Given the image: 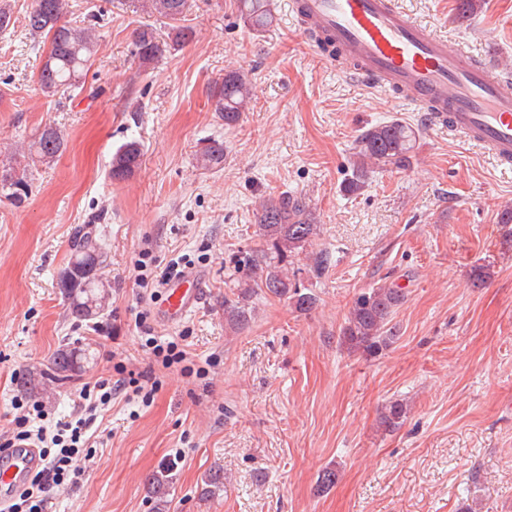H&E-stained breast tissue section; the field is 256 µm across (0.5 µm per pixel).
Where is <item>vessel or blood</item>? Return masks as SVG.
<instances>
[{"mask_svg": "<svg viewBox=\"0 0 512 512\" xmlns=\"http://www.w3.org/2000/svg\"><path fill=\"white\" fill-rule=\"evenodd\" d=\"M305 31L329 45L323 57L348 61L352 77L376 81L400 100L487 149L498 166L512 169V78L494 64L450 46L394 0H297ZM204 274L187 271L164 288L158 315L174 324L202 301ZM40 465L24 445L0 457V503Z\"/></svg>", "mask_w": 512, "mask_h": 512, "instance_id": "obj_1", "label": "vessel or blood"}]
</instances>
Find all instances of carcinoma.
I'll list each match as a JSON object with an SVG mask.
<instances>
[{
  "label": "carcinoma",
  "instance_id": "carcinoma-1",
  "mask_svg": "<svg viewBox=\"0 0 512 512\" xmlns=\"http://www.w3.org/2000/svg\"><path fill=\"white\" fill-rule=\"evenodd\" d=\"M68 0H34L25 16V26L33 38L50 37L49 51L38 71L41 89L51 95L78 88L88 61L97 52L96 16L77 24L65 20ZM142 7L170 21L168 40H159L154 30L143 27L133 37L134 55L139 65L148 67L165 56L170 49L190 43L196 31L183 24L191 9V0H142ZM244 20L254 28H264L273 21L268 0H241ZM253 95L252 83L237 71L224 74L222 85L212 96L214 111L224 125L234 127L242 120ZM417 131L398 120L375 124L361 132L353 147L352 175L346 183L349 192L358 190L366 174L376 168L393 166L402 168L409 163ZM60 129L47 125L38 137L22 149L24 161L50 165L65 148ZM142 156L141 144L136 139L123 143L112 155L111 176L125 181L135 175ZM204 168H217L224 164V143L214 140L197 156ZM27 188L24 178L10 173L0 176V189L19 194ZM255 233L263 241V249L256 257H243L237 265H245L251 272L252 284L241 290V298L224 301V319L231 329H246L252 319L251 311L243 304L250 291L259 288L276 297L293 301L301 312L311 310L316 297L304 293L301 286L288 277V261L304 251L317 236L309 205L300 197H281L263 202L254 214ZM106 258L100 242L90 232L75 238L67 265L59 276V288L65 302L66 317L74 325L95 319L107 309L110 290L102 269ZM407 293L395 283L382 284L360 293L353 301L341 330V344L353 354L374 359L389 349L397 339L393 315L405 302ZM90 345L66 343L49 360V372H32L21 378L23 388L34 391L73 378L89 359ZM408 414L406 403L394 400L379 412L383 430L399 429ZM174 465L164 464L145 478L148 492L156 506H166L168 488L173 483ZM224 488V471H209L203 479L201 495L214 497Z\"/></svg>",
  "mask_w": 512,
  "mask_h": 512
}]
</instances>
